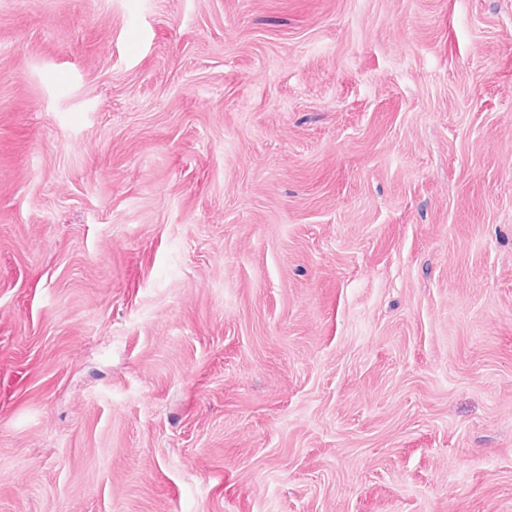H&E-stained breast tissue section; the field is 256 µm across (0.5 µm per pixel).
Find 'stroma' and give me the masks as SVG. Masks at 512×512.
Listing matches in <instances>:
<instances>
[{"label": "stroma", "mask_w": 512, "mask_h": 512, "mask_svg": "<svg viewBox=\"0 0 512 512\" xmlns=\"http://www.w3.org/2000/svg\"><path fill=\"white\" fill-rule=\"evenodd\" d=\"M0 512H512V0H0Z\"/></svg>", "instance_id": "1"}]
</instances>
